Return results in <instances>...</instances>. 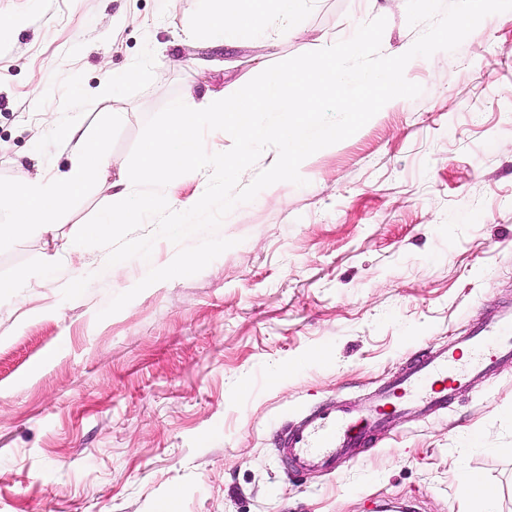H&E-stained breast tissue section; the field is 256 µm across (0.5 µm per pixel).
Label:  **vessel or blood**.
<instances>
[{"label":"vessel or blood","mask_w":512,"mask_h":512,"mask_svg":"<svg viewBox=\"0 0 512 512\" xmlns=\"http://www.w3.org/2000/svg\"><path fill=\"white\" fill-rule=\"evenodd\" d=\"M505 357L512 358V311L504 312L496 325L472 328L454 345L414 360L359 406L327 404L279 428L278 457L291 471L333 474L338 460L359 455L385 421L405 411L445 408L458 391L492 372Z\"/></svg>","instance_id":"b4317fda"}]
</instances>
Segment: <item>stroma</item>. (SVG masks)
<instances>
[{
  "label": "stroma",
  "mask_w": 512,
  "mask_h": 512,
  "mask_svg": "<svg viewBox=\"0 0 512 512\" xmlns=\"http://www.w3.org/2000/svg\"><path fill=\"white\" fill-rule=\"evenodd\" d=\"M206 0H0V189L65 169L61 131L110 123L105 178L53 232L0 244V512H483L480 473L512 512V360L430 415L391 419L336 476L289 473L274 434L317 406H354L410 361L512 309V11L456 51L418 57L422 86L223 221L235 240L191 277L97 314L177 248L106 267L73 248L109 204L147 119L202 103L375 17L381 52L420 34L406 0H301L299 25L195 34ZM140 66L142 79L125 81ZM90 286L75 291L78 278ZM463 485L468 494L482 499L487 504L485 511H492L491 506L494 502L493 490L483 479L473 474H465Z\"/></svg>",
  "instance_id": "35a3bbf8"
}]
</instances>
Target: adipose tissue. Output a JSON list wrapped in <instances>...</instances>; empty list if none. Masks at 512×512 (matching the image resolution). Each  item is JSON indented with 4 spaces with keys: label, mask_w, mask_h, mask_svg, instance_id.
<instances>
[{
    "label": "adipose tissue",
    "mask_w": 512,
    "mask_h": 512,
    "mask_svg": "<svg viewBox=\"0 0 512 512\" xmlns=\"http://www.w3.org/2000/svg\"><path fill=\"white\" fill-rule=\"evenodd\" d=\"M276 10L287 27H295L298 20V0H250L240 7L237 0H219L215 10L206 11L202 28L217 35L234 33L248 39L264 24L268 3ZM108 165L98 136H90L79 143L75 158L68 170L48 182L22 179L8 192L9 211L0 216V241L39 229L52 223L55 215L72 197L80 194L88 183L101 175Z\"/></svg>",
    "instance_id": "adipose-tissue-1"
}]
</instances>
